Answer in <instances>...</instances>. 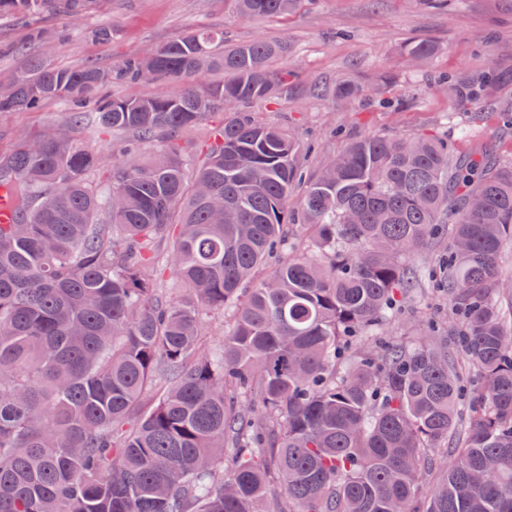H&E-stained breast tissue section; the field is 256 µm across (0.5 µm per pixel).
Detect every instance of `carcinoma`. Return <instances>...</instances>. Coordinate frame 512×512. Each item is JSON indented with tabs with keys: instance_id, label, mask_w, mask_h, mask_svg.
I'll list each match as a JSON object with an SVG mask.
<instances>
[{
	"instance_id": "carcinoma-1",
	"label": "carcinoma",
	"mask_w": 512,
	"mask_h": 512,
	"mask_svg": "<svg viewBox=\"0 0 512 512\" xmlns=\"http://www.w3.org/2000/svg\"><path fill=\"white\" fill-rule=\"evenodd\" d=\"M97 2L0 0V15ZM233 2L259 20L301 0ZM32 37L47 52L62 41ZM404 52L424 66L435 44ZM287 53L265 38L228 48L224 32L197 28L111 70L37 57L0 78V112L62 100L72 125L134 137L110 164L56 132L0 158L16 205L0 224V512H512V305L501 303L512 280L499 273L512 162L458 153L444 136L367 135L308 176L296 134L246 110L323 94L273 69ZM114 78L173 89L118 99ZM331 91L350 101L359 88ZM220 110L204 158L185 155L181 134ZM290 224L316 251L287 244ZM444 224L451 239L427 279L448 290L453 352L427 331L336 371L348 339L377 335L418 283L398 256ZM162 266L180 291L158 287ZM205 310L232 317L217 347ZM457 429L434 464L425 449ZM273 479L284 498L269 510Z\"/></svg>"
}]
</instances>
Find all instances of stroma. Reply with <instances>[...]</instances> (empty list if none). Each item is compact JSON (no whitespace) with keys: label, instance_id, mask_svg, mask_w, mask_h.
I'll return each mask as SVG.
<instances>
[{"label":"stroma","instance_id":"obj_1","mask_svg":"<svg viewBox=\"0 0 512 512\" xmlns=\"http://www.w3.org/2000/svg\"><path fill=\"white\" fill-rule=\"evenodd\" d=\"M41 24L67 32L66 40L47 54V64L75 69L89 63L113 67L199 27L223 31L228 46L258 37L286 41L288 54L276 61V68L328 87L345 79L362 90L350 105L330 94L251 105L258 120L297 132L301 162L309 171L367 134H439L459 148L484 146L500 160H512V132L494 113H482L472 141L458 137L482 106L512 101L507 78L512 72V0H448L447 7L438 9H421L411 0H303L289 14L252 21L240 19L231 0H100L91 14H47ZM93 26L110 27L111 39L88 37ZM28 28L25 17H0V75L23 72L37 55V47L26 42ZM414 38L438 46L428 71L412 68L401 51ZM491 69L502 73V81L468 101L430 89L441 75L453 83ZM48 131L67 134L105 155L122 139L118 133L93 137L72 127L67 106L55 101L37 111L0 112V157L15 149L20 136L36 138ZM396 307L397 317L382 334L349 342L345 359L411 333L423 334L432 325H448V300L428 282L399 297Z\"/></svg>","mask_w":512,"mask_h":512}]
</instances>
